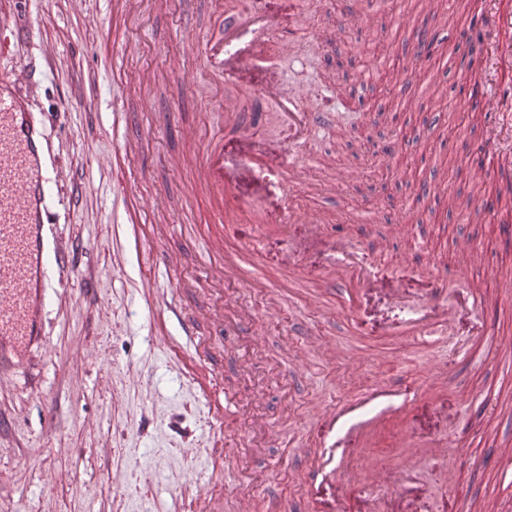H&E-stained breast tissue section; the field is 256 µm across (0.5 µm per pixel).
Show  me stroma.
Segmentation results:
<instances>
[{
    "label": "stroma",
    "instance_id": "obj_1",
    "mask_svg": "<svg viewBox=\"0 0 512 512\" xmlns=\"http://www.w3.org/2000/svg\"><path fill=\"white\" fill-rule=\"evenodd\" d=\"M221 2L154 0L151 11L133 23L129 35L138 51L124 65L133 77L151 75L143 98L132 88L109 89L102 64L90 59L98 33L85 26L71 0H30L38 41L54 48L47 57L31 56L26 48L19 53L20 59L35 61L34 78L43 87L36 104L70 106L50 133L60 164L74 175L53 197L57 233L64 243L90 244L81 277L94 293L75 313L72 289H58L46 316L47 349L26 371L0 382V512H192L201 486L188 482L179 450L196 448L198 467L206 469L210 435L201 426L193 381L166 363L152 343L149 298L137 288V276L112 237L116 174L99 156L112 148V103L120 101L130 133L148 136L155 153L183 155V169L151 167L154 178L169 188L168 222L183 223L182 193L204 141L225 130V99H237L247 113L260 96L253 84L216 78L207 66L201 37ZM460 2L433 0L420 22L404 23L400 17L408 0H351L358 20L340 34L336 0H292L293 13L304 24L291 50L273 61L282 91L289 94L300 85L318 89L322 105L339 113L340 127L306 145L309 159L293 180H271L257 198L243 186L224 202L238 206L248 196L258 214L279 201L292 215L326 216L387 271L405 273L408 294L399 305L377 293L352 307L339 285L330 296L339 315L327 320L312 289L332 260L329 244L308 248L300 281L289 282L284 260L305 228L286 221L266 235L250 286L225 281V291L237 292L262 336L256 342L225 339L219 384L238 389L240 416L263 417L268 432L250 436V468L271 477L262 485L228 478L232 493L255 498L275 493L288 512H311L309 495L290 474L306 465L291 449L312 431L314 407L374 383L422 390L442 370L449 381L465 383L467 393L452 390L439 400L423 396L411 408L386 412L364 462L398 460L410 435L437 438L445 441L448 457L465 459L454 480L445 481L441 458L427 456L402 494L385 488L370 493L351 480L345 512H460L465 503L472 512H496L498 452L512 444V376L495 346L472 348L471 332L485 324L512 337V208L499 197L512 184V174L492 179L478 192L469 181L476 160L471 144L486 135L488 121L473 112L461 123L452 112L466 80L456 60L469 50L462 35L468 16ZM421 23L446 40L448 55L433 75L447 89L441 98L425 84L402 96L383 78L413 59ZM175 82L188 85L177 101L169 94ZM82 101L99 102V112L73 111L72 103ZM439 108L461 129L425 141L423 132ZM171 111L199 128V141L181 138L178 127L166 121ZM336 172L348 173V180L333 185ZM403 220L405 235H395L393 225ZM465 241L497 268V277L460 265L458 249ZM425 261L446 268L454 284L448 301L472 284L483 289L485 307L465 315L447 338L393 343L380 329L418 311L422 285L407 271ZM316 336L333 339L336 358L323 355L312 342ZM78 345L86 356H73ZM131 366L138 374L125 378ZM257 387L263 400L251 396ZM120 457L131 463L123 476L124 495L111 490L113 464ZM151 467L153 482L139 485L137 473ZM51 473L60 474V481L47 484Z\"/></svg>",
    "mask_w": 512,
    "mask_h": 512
}]
</instances>
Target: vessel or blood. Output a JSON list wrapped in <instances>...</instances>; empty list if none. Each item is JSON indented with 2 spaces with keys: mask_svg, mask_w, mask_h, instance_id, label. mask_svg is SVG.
<instances>
[{
  "mask_svg": "<svg viewBox=\"0 0 512 512\" xmlns=\"http://www.w3.org/2000/svg\"><path fill=\"white\" fill-rule=\"evenodd\" d=\"M142 2L110 0L108 19L95 13L88 17L89 25L100 32L92 53L97 60L109 62L108 75L118 89L127 82L123 60L136 49L127 37L128 26ZM268 4L269 0H237L236 7L220 13L212 32L203 39L212 71L259 84L264 98L279 100L288 129L287 142L279 145L256 137L241 138L232 144L214 138L206 144L204 159L193 174V185L205 193L219 221L228 224L237 222L238 216L224 210L227 188L254 183L259 166L284 176H296L300 148L313 134L330 129L334 123L333 113L322 107L308 88L295 89L291 98L280 99L277 76L264 66L270 54L266 42L243 43L237 20L242 11L254 29L276 40L279 50H289L292 29ZM35 37L33 22L1 21L0 65L14 67L16 47L34 42ZM473 102L488 114L490 127L497 134L496 139H481L473 145L481 163L470 170L469 178L480 187L498 176L502 167L512 164V152L497 142L498 137L512 136V111L489 92L475 96ZM57 118L54 112L34 111L29 97L19 92L14 79L6 74L0 76V371L25 370L32 354L45 349L44 320L52 302V272L66 274L72 281L80 275L83 248L60 244L55 233L60 219L49 204L53 188L69 177L68 171L57 165L45 137L47 123ZM112 143V151L102 155L101 161L116 171L113 227L116 233L127 236L129 260L138 270L141 287L163 290L158 298L159 308L176 321L181 337H159L158 346L168 360L195 379L204 408L203 420L218 449V460L206 488L195 501L194 512H224L225 474L246 470L241 450L250 429L228 427L227 420L236 410L235 401L214 389L222 338L245 335L254 340L260 329L249 315L238 310L235 296H226L224 308L215 307L213 289L228 278L243 281L244 267L250 264L252 253L225 251L222 234L201 233L196 224H183L174 230L160 223L157 215L167 199V187L155 181L144 166L132 168L125 163L126 158L141 155V139L116 134ZM175 233L183 243L199 245L207 267L206 287H188L183 253L168 245ZM330 246L333 262L323 286L345 285L351 299L361 300L381 283L379 267L361 245L340 233ZM414 275L424 286L425 302L419 312L387 328V335L396 342L411 336L447 335L458 319L457 312L442 303L447 295V271L428 261L415 268ZM216 324L222 327V336L208 335V327ZM411 401L409 391L375 385L340 403L317 407V430L308 444L295 451L296 456L310 459L311 466L308 472L294 474L296 483L318 485L316 512H342L344 490L337 486L335 476L340 471L347 475L355 472L352 459L359 449L368 446L378 427L377 421L369 419V412L382 406L401 408ZM352 423L358 426L355 434L347 440L340 438V431ZM405 445L407 453L391 474H384L377 466L360 472L365 488H406L422 454L432 444L411 437Z\"/></svg>",
  "mask_w": 512,
  "mask_h": 512,
  "instance_id": "1",
  "label": "vessel or blood"
}]
</instances>
